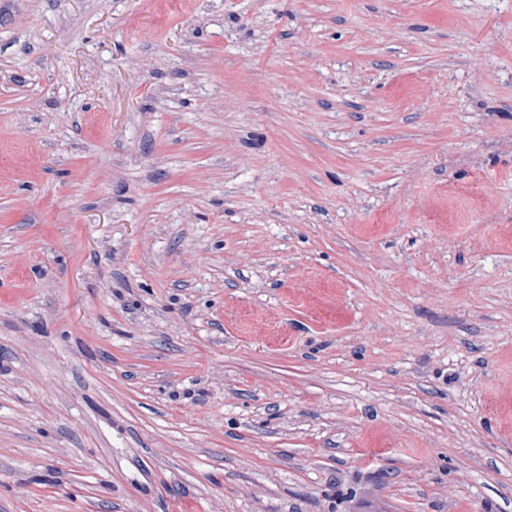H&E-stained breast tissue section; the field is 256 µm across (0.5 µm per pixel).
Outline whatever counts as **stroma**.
Returning a JSON list of instances; mask_svg holds the SVG:
<instances>
[{
    "label": "stroma",
    "instance_id": "obj_1",
    "mask_svg": "<svg viewBox=\"0 0 512 512\" xmlns=\"http://www.w3.org/2000/svg\"><path fill=\"white\" fill-rule=\"evenodd\" d=\"M0 512H512V0H0Z\"/></svg>",
    "mask_w": 512,
    "mask_h": 512
}]
</instances>
